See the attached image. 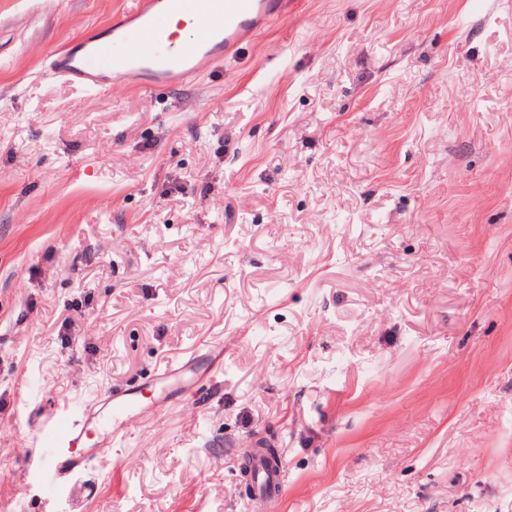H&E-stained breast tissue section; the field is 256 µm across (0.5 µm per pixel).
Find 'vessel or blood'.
Returning a JSON list of instances; mask_svg holds the SVG:
<instances>
[{
  "label": "vessel or blood",
  "instance_id": "1",
  "mask_svg": "<svg viewBox=\"0 0 512 512\" xmlns=\"http://www.w3.org/2000/svg\"><path fill=\"white\" fill-rule=\"evenodd\" d=\"M292 5L293 0H136L134 8L53 51L47 74L93 91L115 82L166 89L237 57L271 19L288 15ZM117 41L127 44L128 52L113 53ZM219 355L207 346L159 367L152 377V401L112 386L99 409L66 421L53 437L57 452L48 464L57 485L70 487L77 471L110 456L134 424L161 421L174 407L182 416H195L199 405L189 391L196 385V366L201 357ZM285 471L282 464L259 467L255 496L279 498Z\"/></svg>",
  "mask_w": 512,
  "mask_h": 512
}]
</instances>
